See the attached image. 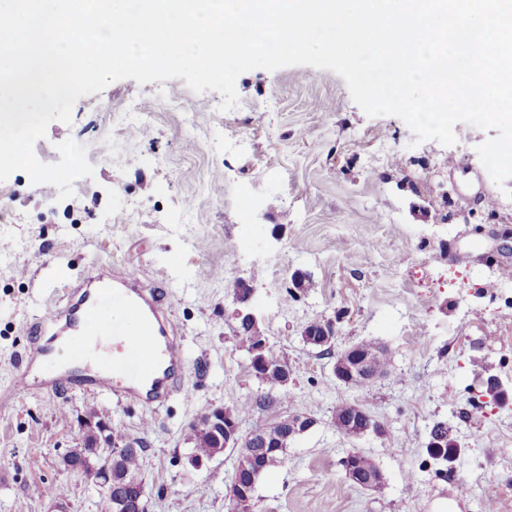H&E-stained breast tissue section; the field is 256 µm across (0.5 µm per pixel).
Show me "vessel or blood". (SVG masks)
<instances>
[{"instance_id":"1","label":"vessel or blood","mask_w":512,"mask_h":512,"mask_svg":"<svg viewBox=\"0 0 512 512\" xmlns=\"http://www.w3.org/2000/svg\"><path fill=\"white\" fill-rule=\"evenodd\" d=\"M84 287L69 290L62 303L45 306L31 330L40 359H50L46 331L66 338L76 353L94 340H111V360L87 376L90 386L131 404L165 405L174 394L185 350L174 336L169 304L160 290L140 287L137 276L111 263H90Z\"/></svg>"}]
</instances>
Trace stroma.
<instances>
[{"mask_svg": "<svg viewBox=\"0 0 512 512\" xmlns=\"http://www.w3.org/2000/svg\"><path fill=\"white\" fill-rule=\"evenodd\" d=\"M236 89L224 111L218 92L181 78L112 82L34 145L45 164L67 139L85 146L94 175L75 181L73 198L22 171L0 182V512H104L95 480L63 464L90 407L146 441L147 512H232L233 456L194 468L187 432L262 388L234 339L241 279L271 352L293 370L283 410L316 421L262 476L254 512H482L486 500L512 512V280L500 276L512 264V178L496 184L484 168L487 132L459 123L453 145L415 143L402 119L367 117L343 78L310 66L255 69ZM128 100L138 123L113 114ZM95 259L170 298L191 398L152 408L78 385L13 391L33 314ZM297 269L309 288L291 289ZM327 318L331 355L300 335ZM370 338L388 349L386 374L338 384L336 351ZM491 375L504 398L486 393ZM344 402L377 417L383 435L337 434L330 420ZM438 421L459 449L446 473L424 452ZM354 448L378 462L381 489L346 478Z\"/></svg>", "mask_w": 512, "mask_h": 512, "instance_id": "obj_1", "label": "stroma"}]
</instances>
